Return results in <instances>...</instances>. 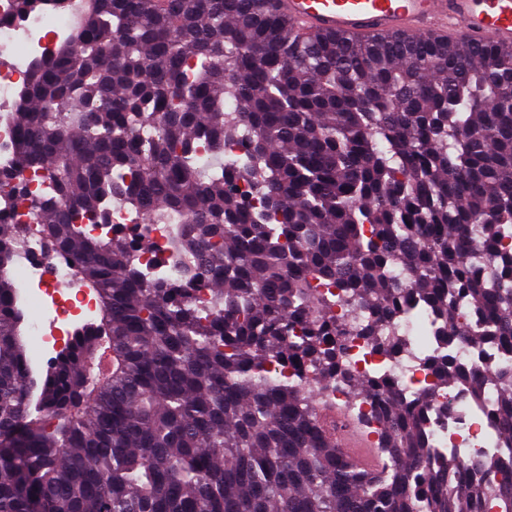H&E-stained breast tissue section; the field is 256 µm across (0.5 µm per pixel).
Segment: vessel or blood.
I'll return each instance as SVG.
<instances>
[{"label":"vessel or blood","mask_w":512,"mask_h":512,"mask_svg":"<svg viewBox=\"0 0 512 512\" xmlns=\"http://www.w3.org/2000/svg\"><path fill=\"white\" fill-rule=\"evenodd\" d=\"M302 35L466 37L512 46V0H274ZM336 439L351 463L371 466L369 445L343 431Z\"/></svg>","instance_id":"vessel-or-blood-1"}]
</instances>
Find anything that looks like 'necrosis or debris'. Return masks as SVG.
<instances>
[{"mask_svg":"<svg viewBox=\"0 0 512 512\" xmlns=\"http://www.w3.org/2000/svg\"><path fill=\"white\" fill-rule=\"evenodd\" d=\"M70 22V15L61 9L18 17L14 14V0H0V57L10 59L9 64L0 66V165L10 164L13 159L15 130L4 114L9 111L17 88L28 74L27 58L44 51L50 45L54 32L64 30ZM0 213L15 216L16 220L29 227L14 276L20 295L29 299L39 298L54 314L52 326H45L41 320L35 319L28 328V334L34 339L39 353L49 354L55 350L58 336L72 335L78 325L92 320L97 301L75 282L68 259L44 250L31 211L18 204L5 190L0 192ZM112 221L133 229L154 244V251L134 250L128 255L130 264L143 272L146 281L167 278L181 288L185 301L200 307L209 304L211 287L207 281L180 277V259L168 251L175 225L145 223L135 211L125 208L113 209ZM161 251L166 254V260L162 263L157 260V254ZM419 330V321L403 317L396 322L393 332L396 337L405 340L406 349L397 360L389 363L371 355L362 337H348L345 361L355 374L387 369L408 395L429 386L434 387L426 362L436 346L424 342ZM305 381L324 404L347 414L367 415L371 412L369 403L354 398L344 380L325 382L317 371L310 369L305 373ZM434 389L436 409L429 423L430 447L441 452L451 450L463 458L477 450L495 451L497 429L490 418L475 410L455 390L444 386Z\"/></svg>","mask_w":512,"mask_h":512,"instance_id":"1","label":"necrosis or debris"}]
</instances>
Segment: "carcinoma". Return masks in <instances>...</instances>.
Wrapping results in <instances>:
<instances>
[{"label":"carcinoma","mask_w":512,"mask_h":512,"mask_svg":"<svg viewBox=\"0 0 512 512\" xmlns=\"http://www.w3.org/2000/svg\"><path fill=\"white\" fill-rule=\"evenodd\" d=\"M64 2L76 21L12 103L0 190L34 211L99 322L36 379L8 276L28 227L0 223V512H512V375L429 360L435 385L477 402L501 384L500 451L460 460L430 451L432 390L407 402L386 371L344 362L352 334L394 358L402 343L379 335L401 313L435 315L450 350L512 353V47L302 37L271 0ZM121 206L180 218L169 248L213 281L208 307L144 283L126 257L151 244L112 224ZM316 279L367 319L331 314ZM276 363L299 379L272 380ZM309 367L374 402L357 426L375 465L346 459Z\"/></svg>","instance_id":"carcinoma-1"}]
</instances>
